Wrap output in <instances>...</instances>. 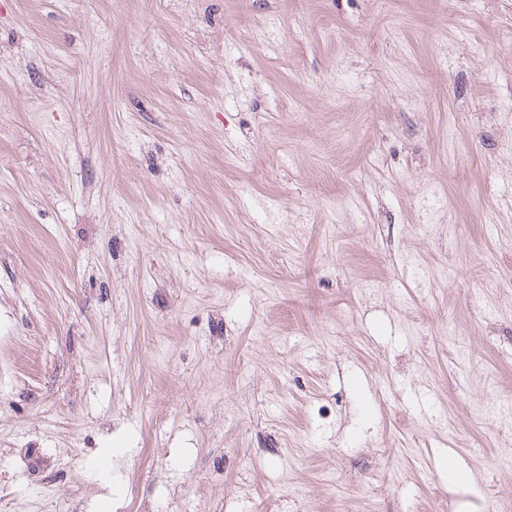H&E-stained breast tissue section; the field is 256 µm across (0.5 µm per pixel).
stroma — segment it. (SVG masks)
I'll return each instance as SVG.
<instances>
[{
	"mask_svg": "<svg viewBox=\"0 0 512 512\" xmlns=\"http://www.w3.org/2000/svg\"><path fill=\"white\" fill-rule=\"evenodd\" d=\"M509 394L512 0H0V512H512Z\"/></svg>",
	"mask_w": 512,
	"mask_h": 512,
	"instance_id": "obj_1",
	"label": "stroma"
}]
</instances>
